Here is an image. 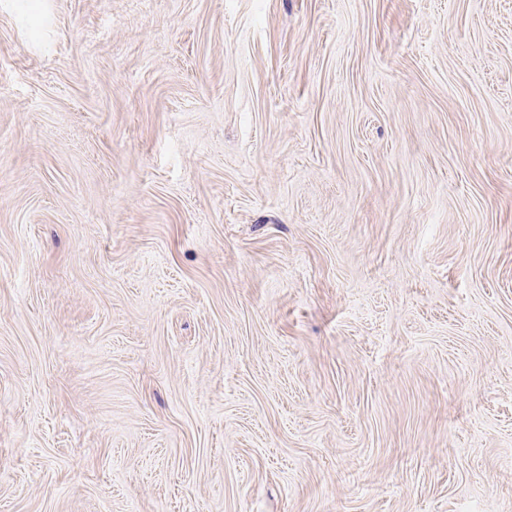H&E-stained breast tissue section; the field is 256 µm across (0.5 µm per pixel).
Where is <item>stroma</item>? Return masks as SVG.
Listing matches in <instances>:
<instances>
[{"mask_svg":"<svg viewBox=\"0 0 512 512\" xmlns=\"http://www.w3.org/2000/svg\"><path fill=\"white\" fill-rule=\"evenodd\" d=\"M0 512H512V0H0Z\"/></svg>","mask_w":512,"mask_h":512,"instance_id":"1","label":"stroma"}]
</instances>
